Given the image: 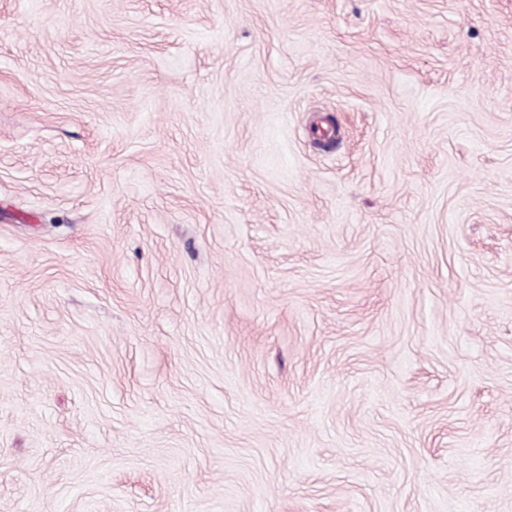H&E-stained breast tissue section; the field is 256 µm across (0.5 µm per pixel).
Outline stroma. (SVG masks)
<instances>
[{"label":"stroma","instance_id":"obj_1","mask_svg":"<svg viewBox=\"0 0 512 512\" xmlns=\"http://www.w3.org/2000/svg\"><path fill=\"white\" fill-rule=\"evenodd\" d=\"M0 512H512V0H0Z\"/></svg>","mask_w":512,"mask_h":512}]
</instances>
